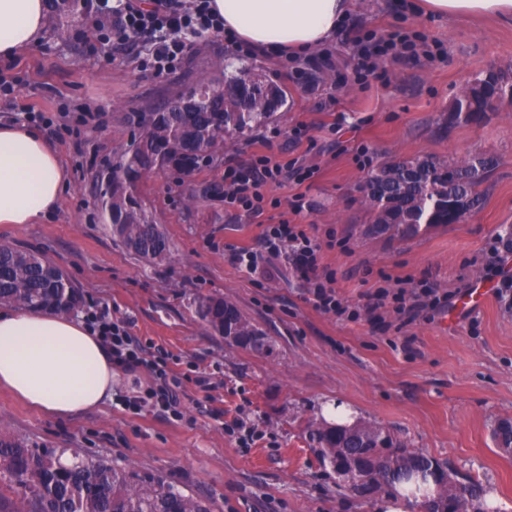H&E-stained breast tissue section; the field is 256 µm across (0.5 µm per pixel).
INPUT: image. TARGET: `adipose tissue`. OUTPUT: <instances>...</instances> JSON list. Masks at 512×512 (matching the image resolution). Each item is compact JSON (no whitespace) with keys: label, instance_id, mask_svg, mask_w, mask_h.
<instances>
[{"label":"adipose tissue","instance_id":"ef3b65f1","mask_svg":"<svg viewBox=\"0 0 512 512\" xmlns=\"http://www.w3.org/2000/svg\"><path fill=\"white\" fill-rule=\"evenodd\" d=\"M225 30L256 50L303 55L330 40L352 0H210ZM45 0H0V59L34 45ZM429 15L512 21V0H425ZM68 180L38 132L0 126V224H35L60 203ZM112 361L83 321L63 312L0 306V386L46 413L74 416L112 396Z\"/></svg>","mask_w":512,"mask_h":512}]
</instances>
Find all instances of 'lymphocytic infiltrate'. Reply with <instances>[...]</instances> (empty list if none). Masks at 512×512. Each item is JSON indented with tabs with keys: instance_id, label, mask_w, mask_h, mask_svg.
<instances>
[{
	"instance_id": "1",
	"label": "lymphocytic infiltrate",
	"mask_w": 512,
	"mask_h": 512,
	"mask_svg": "<svg viewBox=\"0 0 512 512\" xmlns=\"http://www.w3.org/2000/svg\"><path fill=\"white\" fill-rule=\"evenodd\" d=\"M205 35L223 37L227 47L238 55L250 57L254 54L251 46L239 41L235 34L225 32L224 20L212 11L209 0H121L112 9V27L105 39L117 49L132 42L147 43V56L140 63L141 68L152 69L157 76H167L186 66L195 51L197 39ZM364 40L367 49L353 57V73L360 81L373 73L374 56L398 62L433 55L430 46L416 35L398 32L380 35L370 31ZM287 176L285 165L265 154L253 156L246 163L227 166L223 186L225 209L247 216L262 214L263 188L281 184ZM260 244L263 252L287 255L307 280L316 308L326 313L355 320L361 309L375 310L390 301L395 313L402 320L411 322L423 311L436 309L447 301L446 296L437 295L429 288L410 290L400 287L393 291L382 287L364 307L358 308L338 297L332 275L319 273L320 246L296 225L285 221L266 225ZM88 321L111 356L114 368L148 378L146 387L124 396L125 410L137 414L149 406L180 415V379L167 372L163 359L146 358L144 349L130 332L129 322L111 318L105 307L92 312Z\"/></svg>"
}]
</instances>
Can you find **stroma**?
<instances>
[{"label": "stroma", "mask_w": 512, "mask_h": 512, "mask_svg": "<svg viewBox=\"0 0 512 512\" xmlns=\"http://www.w3.org/2000/svg\"><path fill=\"white\" fill-rule=\"evenodd\" d=\"M421 33L441 49L436 58L379 65L377 76L352 81L345 65L356 33ZM130 46L113 59L98 15L81 9L71 28H45L39 42L0 63L19 90L0 95V124L26 111L48 117L89 116L78 131L50 137L69 188L38 224H0V244L44 255L79 288L77 318L108 307L129 321L131 333L183 383V414L125 411L117 398L133 388L118 375L114 397L101 410L70 417L43 413L0 389V423L37 449L70 448L82 458L107 457L162 477L207 499L213 512H375L378 494L339 487L309 427L323 404L339 402L359 419L394 433L409 447L479 479L489 497L512 506V454L497 448V419L512 418V308L500 302L512 280V102L503 101L478 125L449 128L448 106L475 72L512 68V22L435 18L405 10L402 0H355L343 31L310 58L327 81L297 80L273 57L246 58L221 39L199 40L186 67L156 78L139 71ZM329 62H322V54ZM259 66L288 87V105L260 134L227 141L219 161L191 174L160 170L141 185L142 198L167 236L171 253L152 264L130 254L112 235L102 209L105 177L138 138L140 116L203 78ZM335 98V112L322 111ZM339 131H330L336 113ZM305 135L294 136L298 124ZM365 145L373 163L402 156L458 159L486 152L497 167L484 184L480 207L457 224L389 241L365 235L371 214L361 185L367 173L355 159ZM273 154L284 163L315 168L311 180H288L258 217L224 208L227 161ZM304 195L307 208L292 214L287 202ZM300 225L321 245L319 270L335 278L338 296L364 303L382 275L410 280L450 297L449 304L401 324L391 307L351 322L318 310L305 279L285 258L248 273L230 257L234 248L259 250L266 225ZM482 283L477 308L454 305ZM221 296L266 333L271 351L228 345L198 314L202 299ZM208 375L213 387L196 380ZM254 425L249 444L225 432L236 416Z\"/></svg>", "instance_id": "35a3bbf8"}]
</instances>
